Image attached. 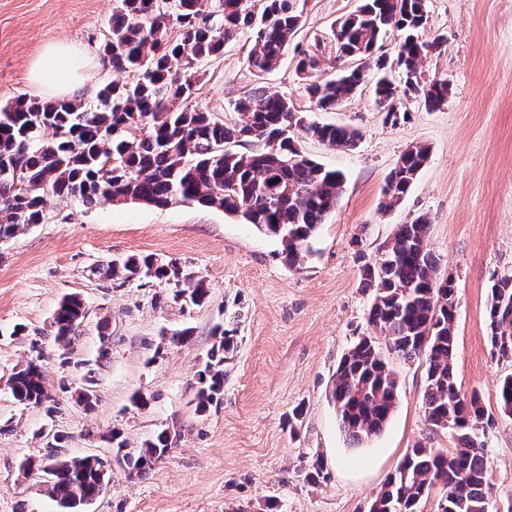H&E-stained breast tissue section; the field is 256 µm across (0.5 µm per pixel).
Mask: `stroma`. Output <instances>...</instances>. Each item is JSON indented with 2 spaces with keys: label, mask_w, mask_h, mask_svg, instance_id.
<instances>
[{
  "label": "stroma",
  "mask_w": 512,
  "mask_h": 512,
  "mask_svg": "<svg viewBox=\"0 0 512 512\" xmlns=\"http://www.w3.org/2000/svg\"><path fill=\"white\" fill-rule=\"evenodd\" d=\"M357 3L301 0L300 29L280 65L261 78L247 65L251 42H228L200 67L192 100L230 118L234 101L261 84L312 121L359 132L352 150L300 141L304 155L345 175L303 266L288 267L275 239L223 210L186 203L88 208L54 199L43 223L0 241V512H58L41 473L54 436L70 455L108 458L109 433L137 449L164 428L174 435L169 458L143 479L112 465L89 512H368L407 448L425 438L435 448L453 445L448 433H427L424 360L389 354L398 404L364 448H349L329 401L340 358L371 331L361 268L398 225L421 214L430 221L427 247L439 273L456 285L457 385L481 393L490 415L479 430L489 510L512 506V417L495 402L512 361L493 356L486 328L490 286L512 274V0H428L421 35L444 43L424 59L420 78L448 79V102L430 111L407 99L409 117L397 126L387 123L372 83L321 112L296 73V53L305 50L319 58L320 78L335 74L332 27ZM112 7L113 0H0V103L48 97L30 70L47 45L63 42L79 51L83 96L95 105L98 88L113 78L100 59ZM419 142L430 148L426 167L398 207L381 210L387 175ZM131 255L173 261L203 278L208 301L187 305L173 300L169 284L99 275V267ZM71 294L82 298L87 316L64 349L51 321ZM228 320L238 327V349L226 364L220 404L201 413L197 372L214 325ZM183 329L189 341L172 343ZM31 360L42 365L50 397L24 406L8 380ZM89 379L97 394L91 408L76 398ZM25 460L33 464L27 473ZM316 461L329 476L314 485L301 470Z\"/></svg>",
  "instance_id": "1"
}]
</instances>
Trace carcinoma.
I'll return each mask as SVG.
<instances>
[{"instance_id":"obj_1","label":"carcinoma","mask_w":512,"mask_h":512,"mask_svg":"<svg viewBox=\"0 0 512 512\" xmlns=\"http://www.w3.org/2000/svg\"><path fill=\"white\" fill-rule=\"evenodd\" d=\"M299 0H114L111 38L103 45V65L131 76L97 91L98 105L82 98L43 101L27 95L0 105V237L11 238L43 223L54 198L85 205L142 202L156 207L196 202L236 215L245 224L280 241L285 261L301 266L314 251L321 224L335 208L344 174L303 155L299 138L310 137L338 149L356 147L359 132L347 126L310 123L283 95L258 86L236 100L238 119L226 121L189 106L197 91L192 70L221 54L224 44L247 34V58L258 77L275 70L300 28ZM427 0H361L336 21L339 57L357 65L336 76L306 84L316 108L330 112L353 96L373 72L374 92L386 118L407 119L401 98L420 99L436 110L448 101L445 79L420 80V64L443 44L423 41ZM395 27L403 37L393 57L376 54ZM319 59L305 54L297 74L306 79ZM400 74V83L391 79ZM52 130L47 136L45 132ZM254 142L247 153L227 148ZM430 155L422 143L410 145L386 178L381 206L390 210L407 196ZM425 215L398 225L392 240L377 248L362 268L363 288L371 292L369 325L380 330L388 350L404 360L425 355L424 417L435 434L454 442L444 452L424 442L407 450L373 498L369 512H417L419 503L440 486L445 512H489L484 444L479 427L489 414L482 396L457 386L453 355L455 288L438 273L427 249ZM106 278L173 282V299L201 305L209 295L202 279L173 262L129 256L103 270ZM487 308L488 337L494 355L512 358V275L493 280ZM77 295L58 305L51 326L55 342L66 347L84 319ZM237 329L218 324L215 342L197 371L196 410L206 411L224 395V364L237 347ZM14 400L29 406L49 398L44 370L34 361L13 373ZM399 383L380 347L360 337L341 358L333 375L330 401L349 443L359 447L380 435L397 405ZM499 412L512 416V374L495 389ZM115 456L128 477L143 478L165 460L173 438L162 431L145 447L126 449L110 434ZM42 472L47 492L61 512H82L107 485L103 463L93 455L69 456L47 449Z\"/></svg>"}]
</instances>
